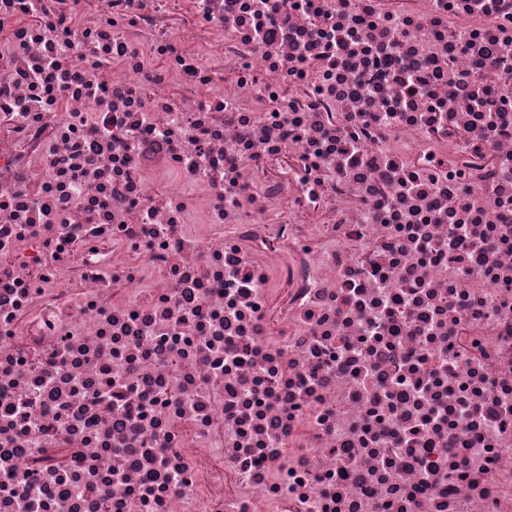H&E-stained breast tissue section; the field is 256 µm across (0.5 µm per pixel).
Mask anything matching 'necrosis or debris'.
I'll return each mask as SVG.
<instances>
[{"label":"necrosis or debris","mask_w":512,"mask_h":512,"mask_svg":"<svg viewBox=\"0 0 512 512\" xmlns=\"http://www.w3.org/2000/svg\"><path fill=\"white\" fill-rule=\"evenodd\" d=\"M0 512H512V0H0Z\"/></svg>","instance_id":"1"}]
</instances>
